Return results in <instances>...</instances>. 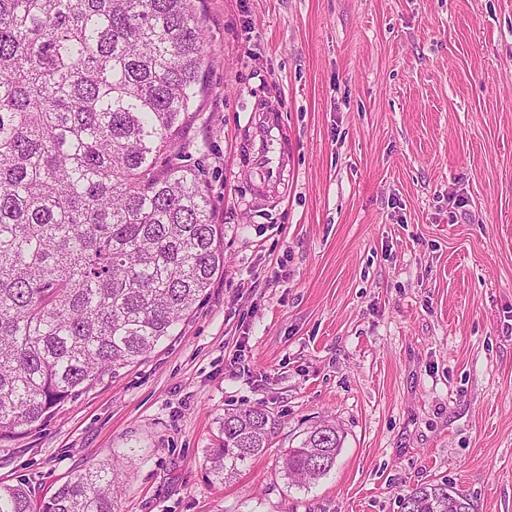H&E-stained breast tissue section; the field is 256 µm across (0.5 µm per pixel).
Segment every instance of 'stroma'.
I'll use <instances>...</instances> for the list:
<instances>
[{"mask_svg": "<svg viewBox=\"0 0 512 512\" xmlns=\"http://www.w3.org/2000/svg\"><path fill=\"white\" fill-rule=\"evenodd\" d=\"M204 94L180 143L224 271L142 361L0 446L33 502L89 466L115 512H398L448 481L512 512V0H199ZM288 135L259 188L249 131ZM268 407L265 453L203 467L227 410ZM330 421L331 472L285 450ZM341 438L332 424H322L306 433L298 446L288 448L284 475L288 481L310 486L333 469L341 450Z\"/></svg>", "mask_w": 512, "mask_h": 512, "instance_id": "1", "label": "stroma"}]
</instances>
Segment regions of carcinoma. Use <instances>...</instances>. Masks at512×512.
<instances>
[{
  "instance_id": "carcinoma-1",
  "label": "carcinoma",
  "mask_w": 512,
  "mask_h": 512,
  "mask_svg": "<svg viewBox=\"0 0 512 512\" xmlns=\"http://www.w3.org/2000/svg\"><path fill=\"white\" fill-rule=\"evenodd\" d=\"M204 42L194 0H0V443L145 358L224 271L208 186L168 155L203 92ZM275 425L261 406L225 413L213 479L261 455ZM340 444L312 428L286 479L318 482ZM118 489L102 463L38 512H113ZM0 512H33L24 484L0 487ZM399 512L473 503L433 482Z\"/></svg>"
}]
</instances>
